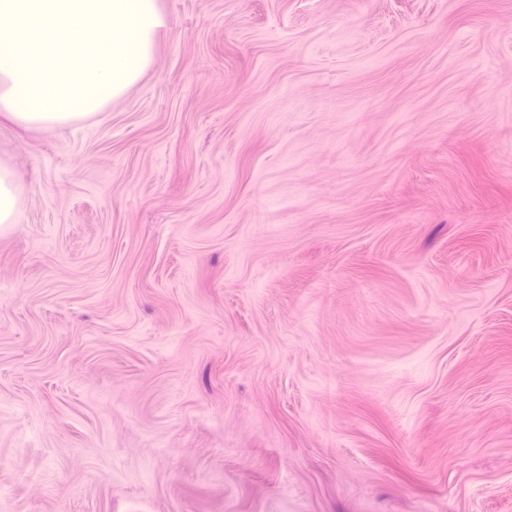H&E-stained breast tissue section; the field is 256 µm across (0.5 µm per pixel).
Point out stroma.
Returning a JSON list of instances; mask_svg holds the SVG:
<instances>
[{"label": "stroma", "instance_id": "obj_1", "mask_svg": "<svg viewBox=\"0 0 512 512\" xmlns=\"http://www.w3.org/2000/svg\"><path fill=\"white\" fill-rule=\"evenodd\" d=\"M162 6L0 119V512H512V0ZM22 190L13 167L0 159V224H15L21 209Z\"/></svg>", "mask_w": 512, "mask_h": 512}]
</instances>
